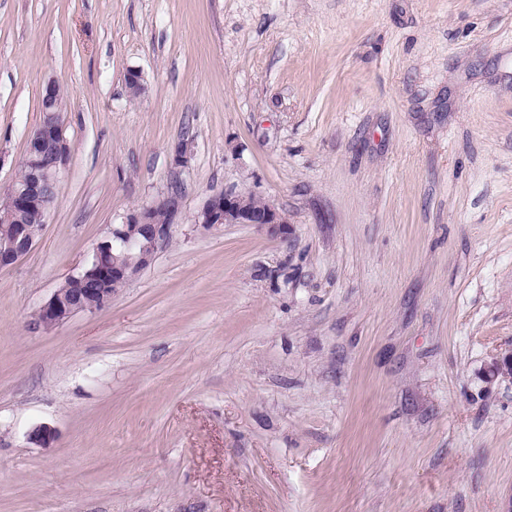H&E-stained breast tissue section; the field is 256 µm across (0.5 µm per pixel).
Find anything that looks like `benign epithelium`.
Masks as SVG:
<instances>
[{
    "label": "benign epithelium",
    "mask_w": 512,
    "mask_h": 512,
    "mask_svg": "<svg viewBox=\"0 0 512 512\" xmlns=\"http://www.w3.org/2000/svg\"><path fill=\"white\" fill-rule=\"evenodd\" d=\"M42 112L39 123L31 131L25 149L27 173L15 178L0 197V223L9 224L23 210L39 214L45 227L51 209L50 200L57 195L59 179L71 155V146L64 135V103L59 97L56 81L47 82L41 94ZM180 201L176 191L150 204L133 208L122 216L119 224L109 230L112 241L137 256L133 266L105 264L102 245H97L86 265L66 277L67 288H56L37 309L31 329L47 331L84 313L93 314L112 303V297L141 270L151 264L158 247L168 241L171 226L180 220ZM195 223L205 229L221 224H257L274 234L288 230L285 214L270 201L251 192L220 191L208 197L195 216ZM42 232L27 230L23 234L0 235V269L13 265L29 254ZM489 381L512 379V354L494 358L487 366ZM56 432L43 425L32 430L28 439L47 446Z\"/></svg>",
    "instance_id": "1"
}]
</instances>
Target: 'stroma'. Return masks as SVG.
Masks as SVG:
<instances>
[{
  "mask_svg": "<svg viewBox=\"0 0 512 512\" xmlns=\"http://www.w3.org/2000/svg\"><path fill=\"white\" fill-rule=\"evenodd\" d=\"M51 79L72 153L0 269V512H512V380L483 377L512 352V0H0V194ZM174 186L151 265L33 331ZM229 189L287 233L196 224Z\"/></svg>",
  "mask_w": 512,
  "mask_h": 512,
  "instance_id": "35a3bbf8",
  "label": "stroma"
}]
</instances>
